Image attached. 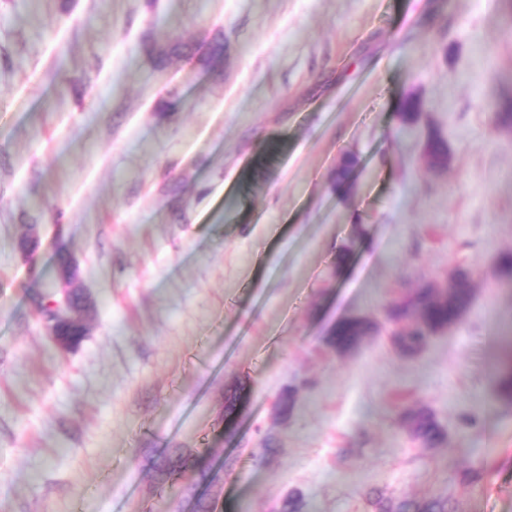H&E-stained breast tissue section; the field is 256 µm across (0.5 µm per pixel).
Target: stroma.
<instances>
[{
	"label": "stroma",
	"mask_w": 512,
	"mask_h": 512,
	"mask_svg": "<svg viewBox=\"0 0 512 512\" xmlns=\"http://www.w3.org/2000/svg\"><path fill=\"white\" fill-rule=\"evenodd\" d=\"M506 100L512 0H0V512H512ZM63 255L92 300L67 352L32 304ZM457 270L468 314L400 355L387 309ZM377 331L378 327L366 318H347L334 329L329 345L339 353L350 352L359 346L365 336ZM411 436L423 447H433L442 440L440 428L432 414L423 410H411L405 414ZM381 507L380 512H448L447 501L420 504L411 500H402L396 504L389 503Z\"/></svg>",
	"instance_id": "35a3bbf8"
}]
</instances>
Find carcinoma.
<instances>
[{
  "mask_svg": "<svg viewBox=\"0 0 512 512\" xmlns=\"http://www.w3.org/2000/svg\"><path fill=\"white\" fill-rule=\"evenodd\" d=\"M423 110V102L415 96H407L400 103L403 120L407 123L415 121ZM429 153L437 165H448V143L446 140L431 137L426 143ZM356 163L355 158L344 159L336 189L342 193L350 190V173ZM457 287L446 295L430 292L425 280H420L409 296L393 305L390 309L389 321L401 325V331L393 337L394 344L404 356H414L422 351L429 340L447 328L452 321H461L470 309L473 288L469 276L464 272L453 273ZM378 331V327L366 318L352 317L343 320L332 332L329 345L339 353H346L359 346L364 337ZM499 390L503 398L512 401V356L508 358L504 372L499 378ZM411 436L424 447H433L442 440L440 428L432 414L423 410L406 412ZM171 474L184 475L197 485L207 479V472H193L187 460L179 457L168 461ZM380 512H448V503L432 501L416 503L402 500L396 504L382 506Z\"/></svg>",
  "mask_w": 512,
  "mask_h": 512,
  "instance_id": "carcinoma-1",
  "label": "carcinoma"
}]
</instances>
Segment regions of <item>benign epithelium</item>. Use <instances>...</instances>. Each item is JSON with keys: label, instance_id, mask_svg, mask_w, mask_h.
Instances as JSON below:
<instances>
[{"label": "benign epithelium", "instance_id": "obj_1", "mask_svg": "<svg viewBox=\"0 0 512 512\" xmlns=\"http://www.w3.org/2000/svg\"><path fill=\"white\" fill-rule=\"evenodd\" d=\"M62 287L55 297L44 302L42 316L49 335L62 349L76 345L73 329L85 328V306L80 289L76 287V273L71 260L67 259L60 268Z\"/></svg>", "mask_w": 512, "mask_h": 512}]
</instances>
